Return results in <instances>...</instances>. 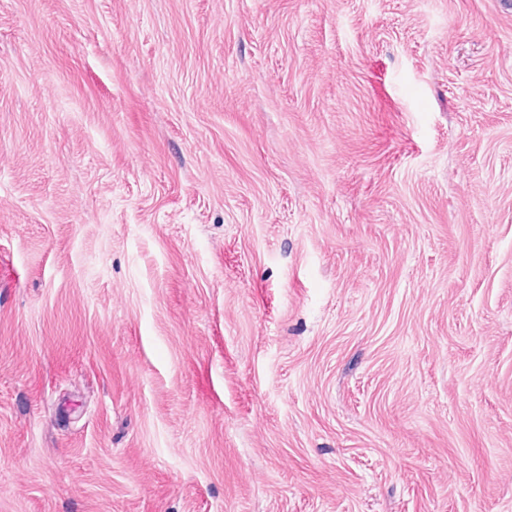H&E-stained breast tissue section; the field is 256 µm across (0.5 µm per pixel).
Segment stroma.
Listing matches in <instances>:
<instances>
[{
    "label": "stroma",
    "mask_w": 512,
    "mask_h": 512,
    "mask_svg": "<svg viewBox=\"0 0 512 512\" xmlns=\"http://www.w3.org/2000/svg\"><path fill=\"white\" fill-rule=\"evenodd\" d=\"M0 512H512V0H0Z\"/></svg>",
    "instance_id": "obj_1"
}]
</instances>
